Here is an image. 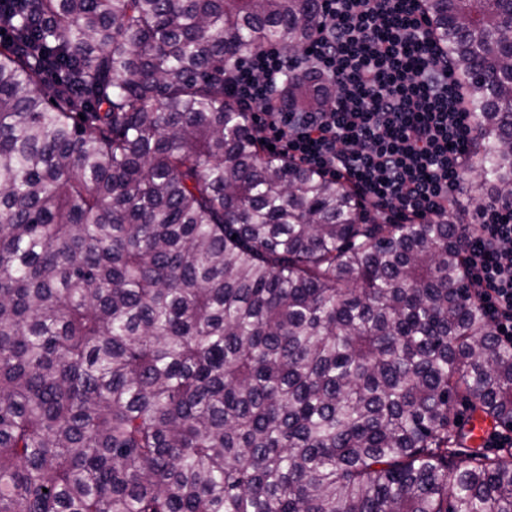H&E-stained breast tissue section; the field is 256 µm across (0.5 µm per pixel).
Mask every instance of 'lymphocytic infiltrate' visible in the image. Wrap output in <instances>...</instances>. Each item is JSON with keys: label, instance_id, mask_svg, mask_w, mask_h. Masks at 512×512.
Wrapping results in <instances>:
<instances>
[{"label": "lymphocytic infiltrate", "instance_id": "obj_1", "mask_svg": "<svg viewBox=\"0 0 512 512\" xmlns=\"http://www.w3.org/2000/svg\"><path fill=\"white\" fill-rule=\"evenodd\" d=\"M423 0H319L307 51L332 89L320 112L281 98L292 62L267 45L224 71V89L275 154L341 179L388 220L452 222L469 171L473 118L462 81L424 19ZM459 229L470 285L495 336L512 343V204L479 206Z\"/></svg>", "mask_w": 512, "mask_h": 512}]
</instances>
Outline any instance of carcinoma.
Instances as JSON below:
<instances>
[{"label": "carcinoma", "mask_w": 512, "mask_h": 512, "mask_svg": "<svg viewBox=\"0 0 512 512\" xmlns=\"http://www.w3.org/2000/svg\"><path fill=\"white\" fill-rule=\"evenodd\" d=\"M512 197V0H425ZM319 0H0V512H512V346L454 224L263 154L224 69ZM453 421L464 429H468L469 422L474 416L471 414L468 406L458 400L455 402L453 410H452ZM490 425L487 424H479L474 419L471 421L469 425V429L473 433V437H476V440L479 444H481L485 440L486 431ZM495 427V426H494ZM484 443L481 445L483 446ZM512 447V429L511 433L507 434L501 432L497 429V427L492 430L487 439L485 440L484 450L488 453H497L499 450L496 448H511Z\"/></svg>", "instance_id": "cac0c4a2"}]
</instances>
